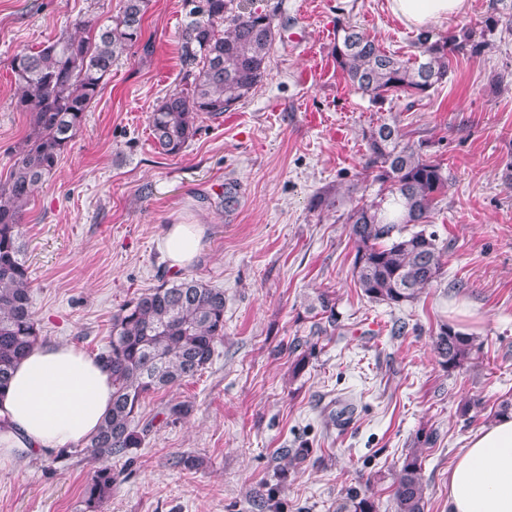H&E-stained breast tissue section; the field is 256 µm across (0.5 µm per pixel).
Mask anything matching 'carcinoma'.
Returning a JSON list of instances; mask_svg holds the SVG:
<instances>
[{
    "label": "carcinoma",
    "mask_w": 512,
    "mask_h": 512,
    "mask_svg": "<svg viewBox=\"0 0 512 512\" xmlns=\"http://www.w3.org/2000/svg\"><path fill=\"white\" fill-rule=\"evenodd\" d=\"M118 15L88 37L63 34L55 42L20 52L13 73L21 95L17 107L30 114V131L13 169L0 182V391L7 388L15 362L45 342L31 300L29 266L21 238L22 217L31 193L56 170L64 147L82 129L90 103L99 95L112 67L142 42L149 0H120ZM187 21L179 36L185 87L167 93L149 115L154 145L176 156L196 136L197 121L218 118L245 99L262 81L277 35L278 6L261 11L242 0H184ZM420 54L402 60L387 53L366 32L336 21L331 57L354 90L375 105L391 95L423 98L448 78L452 58L477 56L485 43L474 30L435 37L417 35ZM362 175L378 184L372 199L356 200L347 212L355 257L352 277L371 302L401 307L419 298L442 275L445 248L427 231L448 177L440 161L424 152L425 143L404 141L398 126L386 120L363 133ZM320 319L311 335L336 330V304L318 295ZM224 339V289L186 276L163 282L120 306L112 314L107 347L96 359L112 372V410L97 433L77 446L48 453V469L77 460L96 464L84 487L82 512H104L123 471L115 464L132 459L153 422H140L139 409L150 393L195 378L211 363ZM431 348L448 373L471 363L482 348L472 334L439 324ZM187 401L169 402L163 423L190 416ZM312 455L310 448H285L281 459L295 468ZM417 452L405 455L393 483L394 512H425L426 501ZM336 512H378L369 490H351Z\"/></svg>",
    "instance_id": "cac0c4a2"
}]
</instances>
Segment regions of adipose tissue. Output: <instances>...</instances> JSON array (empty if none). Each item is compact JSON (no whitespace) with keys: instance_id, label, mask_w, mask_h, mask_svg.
I'll list each match as a JSON object with an SVG mask.
<instances>
[{"instance_id":"ef3b65f1","label":"adipose tissue","mask_w":512,"mask_h":512,"mask_svg":"<svg viewBox=\"0 0 512 512\" xmlns=\"http://www.w3.org/2000/svg\"><path fill=\"white\" fill-rule=\"evenodd\" d=\"M467 0H388L418 27L464 12ZM204 227H166L162 250L172 270L190 266ZM112 409V375L73 345L45 344L18 362L0 393V468L27 453L71 447L95 434ZM448 512H512V416L474 435L448 473Z\"/></svg>"}]
</instances>
